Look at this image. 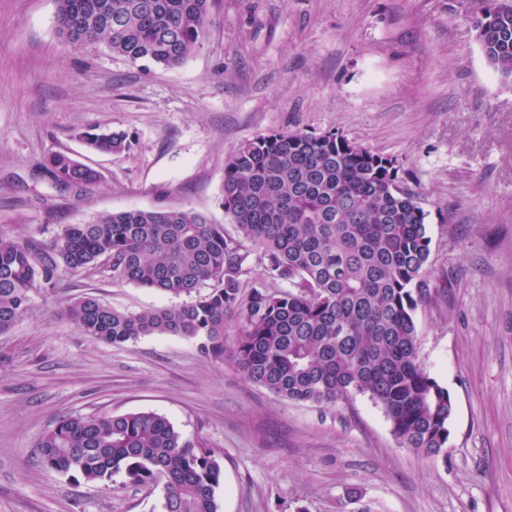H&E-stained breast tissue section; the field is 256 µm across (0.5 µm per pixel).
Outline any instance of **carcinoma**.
I'll use <instances>...</instances> for the list:
<instances>
[{
    "label": "carcinoma",
    "mask_w": 512,
    "mask_h": 512,
    "mask_svg": "<svg viewBox=\"0 0 512 512\" xmlns=\"http://www.w3.org/2000/svg\"><path fill=\"white\" fill-rule=\"evenodd\" d=\"M214 0H54L55 33L78 49L103 47L131 65L169 68L202 45ZM482 55L512 89V0H478L470 17ZM120 156L129 135L79 133ZM61 188L97 172L64 153L42 163ZM400 163L337 131L271 132L224 160V213L237 236L192 210L106 213L67 224L46 249L0 232V334L31 311L30 294L66 273L106 262L112 282L190 301L126 312L92 295L65 313L84 335L114 346L146 336L197 342L202 357L232 360L272 394L322 407L368 396L402 448L448 456L453 403L418 359L415 311L430 295L431 239ZM288 288H269L266 281ZM207 292H201V289ZM237 320L228 337V318ZM43 465L87 483L163 489L164 512H219L216 453L183 438L153 411L70 415L37 443Z\"/></svg>",
    "instance_id": "cac0c4a2"
}]
</instances>
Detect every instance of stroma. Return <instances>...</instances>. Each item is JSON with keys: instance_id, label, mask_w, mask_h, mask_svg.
Segmentation results:
<instances>
[{"instance_id": "stroma-1", "label": "stroma", "mask_w": 512, "mask_h": 512, "mask_svg": "<svg viewBox=\"0 0 512 512\" xmlns=\"http://www.w3.org/2000/svg\"><path fill=\"white\" fill-rule=\"evenodd\" d=\"M474 0H215L201 47L148 71L64 47L54 0H0V230L45 247L97 215L221 205L224 160L273 131L335 130L396 157L425 210L433 289L418 358L453 400L447 456L399 447L368 396L300 405L249 384L195 341L112 346L64 313L91 294L137 312L182 298L66 274L0 335V512H163L161 489L46 469L39 437L70 414L153 411L217 451L220 512H512V90L486 63ZM129 134L116 157L78 132ZM66 152L99 171L63 190ZM45 176L60 188H81L98 180L97 172L64 153H52L42 163Z\"/></svg>"}]
</instances>
